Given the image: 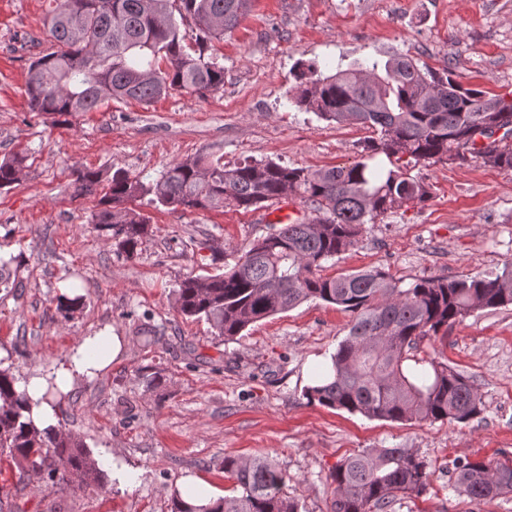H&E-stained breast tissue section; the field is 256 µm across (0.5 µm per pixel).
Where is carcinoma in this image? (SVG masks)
<instances>
[{
	"label": "carcinoma",
	"instance_id": "1",
	"mask_svg": "<svg viewBox=\"0 0 512 512\" xmlns=\"http://www.w3.org/2000/svg\"><path fill=\"white\" fill-rule=\"evenodd\" d=\"M253 0H57L45 25L57 49L36 55L26 82L33 112L59 116L91 112L112 99L149 104L175 89L203 98L224 86V64L206 54L246 17ZM195 32L196 46L188 43ZM294 103L325 121L372 131L359 160L321 170L274 161L228 168L196 157L171 165L148 183L122 170L105 180L74 171L77 189L105 192L94 228L118 242L127 258L148 234L149 219L129 206L144 197L173 211L195 213L232 206L256 211L294 198L311 217L273 224L267 235L225 265L224 272L188 276L176 308L204 320L231 340L249 325L303 302L321 301L352 314L331 363L304 396L310 403L387 421L468 423L483 412L468 377L423 350L425 339L478 309L512 305V261L491 278L421 279L401 288L368 269L320 275L323 263L349 250L363 226L409 205L425 203L429 187L410 169L421 163L473 159L512 171V98L488 97L459 83L451 69L437 73L397 56L371 67L337 68L316 79L300 72ZM26 156L0 160V189L17 183ZM0 370V457L26 464L63 488L68 477L102 485L105 473L85 447L59 429H40ZM237 495L194 506L175 495L171 512H300L285 491L288 476L261 459L224 458ZM431 464L411 448H370L344 458L330 474L331 512H389L401 498L423 495ZM448 488L473 502L512 494V459L452 463Z\"/></svg>",
	"mask_w": 512,
	"mask_h": 512
}]
</instances>
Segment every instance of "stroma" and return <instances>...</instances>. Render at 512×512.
Masks as SVG:
<instances>
[{
    "label": "stroma",
    "mask_w": 512,
    "mask_h": 512,
    "mask_svg": "<svg viewBox=\"0 0 512 512\" xmlns=\"http://www.w3.org/2000/svg\"><path fill=\"white\" fill-rule=\"evenodd\" d=\"M54 0H0V158L24 153L21 180L0 191V259L23 289L0 288V369L16 381L67 366L83 337L121 336L123 350L94 378H74L52 402L63 431L100 468L123 467L122 486L59 489L43 474L0 469L5 512H170L183 477L214 498L233 495L224 458L272 460L300 512H331L332 468L368 448H413L434 469L428 492L395 512H512V496L471 502L448 488L457 458H512V306L472 312L425 341L474 381L484 404L470 423L394 422L308 403L303 393L330 360L351 320L308 301L224 340L182 316L174 291L189 275L223 272L266 235L273 208L180 213L135 202L151 232L127 258L94 230L98 198L76 191L73 172L123 169L157 178L199 155L235 166L272 160L324 169L359 159L368 130L300 110L298 64L337 67L405 55L451 68L463 86L512 92V0H255L214 48L224 86L200 99L183 91L149 104L115 99L91 112L30 111L31 59L53 51L44 25ZM421 206L365 225L355 246L325 263L334 277L378 268L403 285L423 278L487 277L512 260V172L474 160L425 163ZM79 289L71 319L59 292Z\"/></svg>",
    "instance_id": "stroma-1"
}]
</instances>
